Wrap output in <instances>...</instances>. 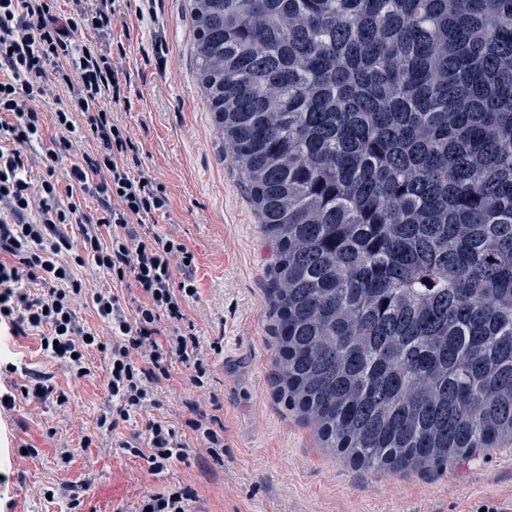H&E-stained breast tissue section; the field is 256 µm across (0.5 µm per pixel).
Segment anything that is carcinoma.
<instances>
[{"instance_id": "carcinoma-1", "label": "carcinoma", "mask_w": 512, "mask_h": 512, "mask_svg": "<svg viewBox=\"0 0 512 512\" xmlns=\"http://www.w3.org/2000/svg\"><path fill=\"white\" fill-rule=\"evenodd\" d=\"M278 380L365 470L512 439V0H193Z\"/></svg>"}]
</instances>
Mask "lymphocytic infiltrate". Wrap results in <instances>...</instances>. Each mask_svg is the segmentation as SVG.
<instances>
[{"label": "lymphocytic infiltrate", "instance_id": "lymphocytic-infiltrate-1", "mask_svg": "<svg viewBox=\"0 0 512 512\" xmlns=\"http://www.w3.org/2000/svg\"><path fill=\"white\" fill-rule=\"evenodd\" d=\"M0 0V325L12 334L37 332L43 351L79 378L90 376L89 351L103 349L109 362L110 402L97 419L103 438L132 455H146L151 472L167 470L189 452L175 427L151 420L146 448L116 438L132 413L156 405L155 386L168 378V363L179 359L202 386L206 373L200 339L186 307L198 288L194 253L169 233L139 232V224L167 213L163 186L132 174L134 145L125 127L104 108L106 96L120 98L122 78L98 52L88 32L110 28L130 0H109V8L71 0ZM53 99L51 115L39 107ZM94 149L57 170L76 139ZM41 145L43 174L28 179V147ZM96 193L99 209L87 216L82 200ZM80 227L72 241L68 225ZM92 263L116 283L132 281L141 299L125 312L118 295L88 292L75 274ZM182 280H175V271ZM90 299L110 339L76 325V305ZM195 491L171 486L147 491L135 512H189Z\"/></svg>", "mask_w": 512, "mask_h": 512}]
</instances>
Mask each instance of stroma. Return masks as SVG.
I'll return each instance as SVG.
<instances>
[{"label": "stroma", "mask_w": 512, "mask_h": 512, "mask_svg": "<svg viewBox=\"0 0 512 512\" xmlns=\"http://www.w3.org/2000/svg\"><path fill=\"white\" fill-rule=\"evenodd\" d=\"M193 0H131L99 44L126 77L125 101L114 107L136 147L134 171L164 186L167 214L155 232L174 233L194 252L198 296L186 314L200 338L208 366L203 387L190 381L179 360L157 387L158 406L121 424L122 438L146 446L145 423L167 422L190 447L202 442L189 427L192 403L215 409L224 425L222 461L195 453L160 473L145 458L84 445L108 400V361L87 357L89 377L46 356L38 336H0V361L16 373L0 388L16 394L0 413V512H68L67 496H42L71 485L82 512H133L143 491L187 486L197 493L191 512H505L512 503V441L460 469L403 474L364 470L322 447L316 428L289 402L273 365L277 344L271 284V246L241 181L224 151L195 61ZM125 55H116L117 44ZM54 391L45 398L20 395L30 372ZM65 393L67 404L57 402ZM40 451L22 464L20 442ZM72 449L69 470L55 454Z\"/></svg>", "instance_id": "obj_1"}]
</instances>
